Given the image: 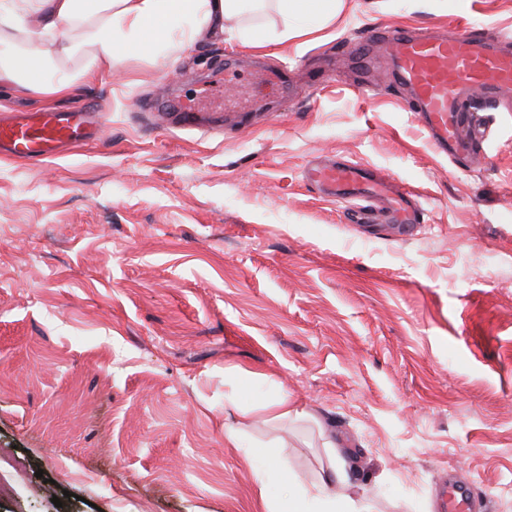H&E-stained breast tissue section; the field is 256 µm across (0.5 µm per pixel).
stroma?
Returning a JSON list of instances; mask_svg holds the SVG:
<instances>
[{"label":"stroma","instance_id":"stroma-1","mask_svg":"<svg viewBox=\"0 0 512 512\" xmlns=\"http://www.w3.org/2000/svg\"><path fill=\"white\" fill-rule=\"evenodd\" d=\"M392 24L512 49V0H342L327 21L264 0L186 51L117 48L66 98L0 85L7 114L104 108L95 141L0 154V452L27 462L0 512H315L334 456L365 512H442L448 483L512 512V99L459 169L367 69L362 38ZM220 71L249 130L161 123ZM316 159L390 173L418 224L379 204L358 224ZM285 397L302 415L271 420Z\"/></svg>","mask_w":512,"mask_h":512}]
</instances>
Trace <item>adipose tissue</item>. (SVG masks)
Masks as SVG:
<instances>
[{
    "mask_svg": "<svg viewBox=\"0 0 512 512\" xmlns=\"http://www.w3.org/2000/svg\"><path fill=\"white\" fill-rule=\"evenodd\" d=\"M253 0H0V83L39 98L75 93L93 76L112 70L120 46L164 50L197 36H223L224 20L246 13ZM89 63L80 73L53 77L57 65L75 56ZM330 483L312 498L318 512H355L335 488L349 479L345 462L332 459Z\"/></svg>",
    "mask_w": 512,
    "mask_h": 512,
    "instance_id": "adipose-tissue-1",
    "label": "adipose tissue"
}]
</instances>
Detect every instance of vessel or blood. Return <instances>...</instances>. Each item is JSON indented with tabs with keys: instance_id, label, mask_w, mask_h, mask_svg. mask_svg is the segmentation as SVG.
Wrapping results in <instances>:
<instances>
[{
	"instance_id": "vessel-or-blood-1",
	"label": "vessel or blood",
	"mask_w": 512,
	"mask_h": 512,
	"mask_svg": "<svg viewBox=\"0 0 512 512\" xmlns=\"http://www.w3.org/2000/svg\"><path fill=\"white\" fill-rule=\"evenodd\" d=\"M367 39L378 46L368 58L369 67L392 69L397 83L411 91L415 116L433 147L456 162L473 160L482 145V115L473 103L497 101L512 87V55L502 54L495 40L465 27L449 37L402 28L374 30ZM100 127L81 106L25 112L0 124V147L17 158L43 159L58 153L62 144L95 139ZM312 176L335 193L361 189L367 198L384 203L398 227L416 221L410 193L393 190L384 176L369 179L360 166L336 162L313 168Z\"/></svg>"
}]
</instances>
